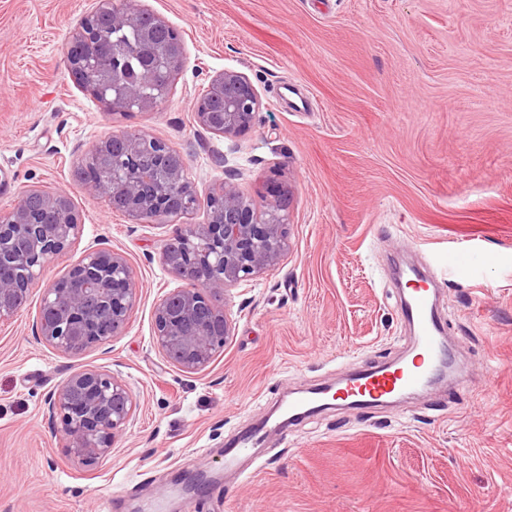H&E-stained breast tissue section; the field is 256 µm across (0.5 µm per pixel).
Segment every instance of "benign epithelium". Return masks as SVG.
<instances>
[{"label":"benign epithelium","mask_w":512,"mask_h":512,"mask_svg":"<svg viewBox=\"0 0 512 512\" xmlns=\"http://www.w3.org/2000/svg\"><path fill=\"white\" fill-rule=\"evenodd\" d=\"M138 23V40L120 43L122 27ZM77 49L73 80L94 93L110 112L153 109L168 86L155 81L158 71L173 74L183 57L178 31L157 14L129 8L121 0H98L68 42ZM138 59L141 79L126 78L129 58ZM210 96L194 103L204 130L236 137L251 130L261 101L249 77L226 70L211 77ZM140 153L158 159L150 195L143 194L132 163ZM81 173L82 186L94 196L113 199L117 186L128 215L137 221L161 223L177 206L193 211L197 192L183 180L185 161L161 140L113 134L101 140ZM23 202L0 213V322L13 318L41 278L47 261L72 248L82 224L70 197L31 189ZM53 215L51 224L33 221L37 212ZM287 214L278 200L264 210L255 207L239 185L228 179L208 195L204 224L178 225L161 252L165 267L183 282L154 307L153 344L184 372L205 368L224 348L231 331L226 308L228 292L257 280L276 265L286 249ZM138 300L133 270L114 250L90 247L62 278L43 290L35 334L40 341L68 355L105 344L126 327ZM49 419H57L68 439L65 451L86 465L112 453L117 434L133 421L135 405L128 384L114 373L75 369L45 401Z\"/></svg>","instance_id":"obj_1"}]
</instances>
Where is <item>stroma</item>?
Returning <instances> with one entry per match:
<instances>
[{"label": "stroma", "mask_w": 512, "mask_h": 512, "mask_svg": "<svg viewBox=\"0 0 512 512\" xmlns=\"http://www.w3.org/2000/svg\"><path fill=\"white\" fill-rule=\"evenodd\" d=\"M182 31L164 103L110 114L71 79L68 40L97 0H0V212L27 189L67 193L82 236L49 261L0 323V512H512V0H143ZM231 69L255 85L252 131L200 128L195 97ZM312 109L289 111L283 84ZM183 155L199 197L236 175L262 202L288 201V249L232 290L231 334L193 373L154 347V305L179 280L161 261L170 225L140 222L85 193L78 171L113 134ZM130 262L139 301L122 333L68 356L41 343L42 292L91 246ZM443 274L439 309L468 380L398 406L328 409L269 435L228 481V443L294 390L352 364L403 356L393 251ZM119 374L136 404L111 455L69 456L44 400L77 368Z\"/></svg>", "instance_id": "stroma-1"}]
</instances>
